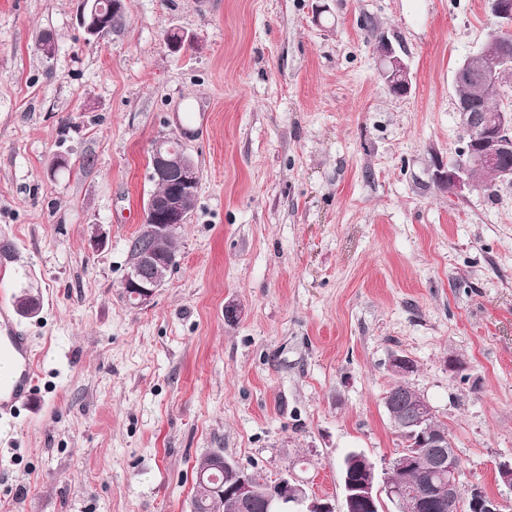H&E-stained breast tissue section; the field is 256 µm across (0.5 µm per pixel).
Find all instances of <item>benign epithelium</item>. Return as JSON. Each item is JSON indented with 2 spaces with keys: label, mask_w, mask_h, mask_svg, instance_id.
Masks as SVG:
<instances>
[{
  "label": "benign epithelium",
  "mask_w": 512,
  "mask_h": 512,
  "mask_svg": "<svg viewBox=\"0 0 512 512\" xmlns=\"http://www.w3.org/2000/svg\"><path fill=\"white\" fill-rule=\"evenodd\" d=\"M491 13L503 23L512 26V0H489ZM124 12L123 0H112L108 7L93 3L89 10L78 12V23L87 39H97L112 28V16ZM379 75L387 90L404 96L411 90L407 62L393 44L382 39L377 46ZM512 69V54L500 47L499 38H488L477 52L465 58L454 72V82L465 81L470 94L456 101V112L464 132L463 146L457 158L447 163L436 159L432 179L454 196L478 189L472 178L475 171H491L500 179H512V171L502 162L512 156V112H480L473 103L492 98L499 92V78ZM171 139L159 138L150 148L149 177L164 183L169 191L157 196L149 208L150 223L141 226L143 237L153 246L140 254L127 272L123 292L138 307H146L156 291L162 287L166 273L176 265V258L168 244L188 221L184 198L194 196L199 188L200 173L186 148L176 149ZM389 369L400 382L411 375L414 365L410 358L395 354L389 359ZM417 406V418L406 430L404 446L390 463L397 471L413 472L420 477L419 488L408 492L401 483L385 479L379 483L375 466L363 452L342 471V512H376L381 494L405 512H437L461 497L460 459L448 432L433 426L431 405L418 390L410 389ZM224 469H237V480L223 490L211 485L200 474L197 484L210 493L229 497L245 504L256 503L265 512H337L336 504L326 497L308 491L292 476L285 474L274 480L259 478L236 464L223 460ZM467 507L475 512H502L500 498L487 494L482 487H469Z\"/></svg>",
  "instance_id": "7a95c632"
}]
</instances>
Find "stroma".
Listing matches in <instances>:
<instances>
[{"label":"stroma","instance_id":"35a3bbf8","mask_svg":"<svg viewBox=\"0 0 512 512\" xmlns=\"http://www.w3.org/2000/svg\"><path fill=\"white\" fill-rule=\"evenodd\" d=\"M79 2L0 0V291L23 279L40 300L14 318L38 381L0 415V512H190L214 451L341 499L346 453L383 479L402 447L394 352L463 487L512 512V181L456 197L432 179L463 144L455 68L500 28L486 0H125L95 41ZM383 36L406 96L378 75ZM165 135L200 184L176 266L134 308L122 283ZM377 50L379 75L387 90L392 95H407L411 90V77L407 62L393 44L385 38L379 40ZM389 369L396 377L397 381L390 388L388 393L393 394V402L400 405L403 421L411 420V409L408 400L404 398L408 392V387L400 383L405 380L414 371V365L410 358L402 354H395L389 359ZM400 381V382H398ZM387 393V394H388Z\"/></svg>","mask_w":512,"mask_h":512}]
</instances>
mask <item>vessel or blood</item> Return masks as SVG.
I'll list each match as a JSON object with an SVG mask.
<instances>
[{
  "instance_id": "obj_1",
  "label": "vessel or blood",
  "mask_w": 512,
  "mask_h": 512,
  "mask_svg": "<svg viewBox=\"0 0 512 512\" xmlns=\"http://www.w3.org/2000/svg\"><path fill=\"white\" fill-rule=\"evenodd\" d=\"M36 387L33 352L6 303H0V413L24 404Z\"/></svg>"
}]
</instances>
